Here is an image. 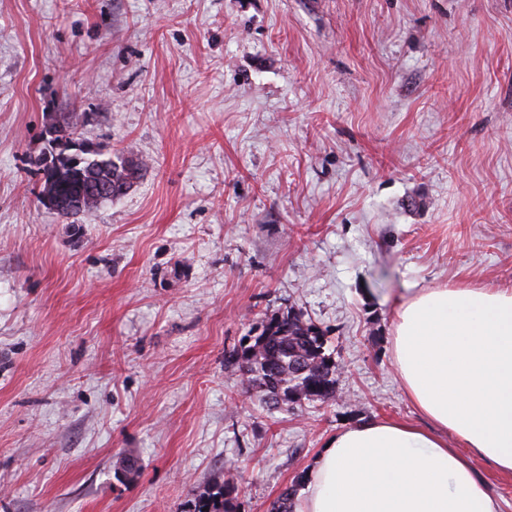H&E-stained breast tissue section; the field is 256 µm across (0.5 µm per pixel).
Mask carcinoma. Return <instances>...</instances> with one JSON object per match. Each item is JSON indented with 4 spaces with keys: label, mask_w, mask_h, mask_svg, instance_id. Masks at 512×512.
<instances>
[{
    "label": "carcinoma",
    "mask_w": 512,
    "mask_h": 512,
    "mask_svg": "<svg viewBox=\"0 0 512 512\" xmlns=\"http://www.w3.org/2000/svg\"><path fill=\"white\" fill-rule=\"evenodd\" d=\"M43 180L40 202L57 196L81 204L75 211L56 209L66 218H76L106 202L89 193L96 181H110L112 187H132L140 178L143 165L122 155H107L98 148L80 150L60 162L41 163ZM239 351H232L226 362L237 366L242 384L269 408H281L302 401L336 400V373L339 365L326 353L327 340L312 321L294 312L270 318L257 336ZM234 486L207 487L195 498L192 512H237ZM296 484L285 488L270 505L269 512H294Z\"/></svg>",
    "instance_id": "carcinoma-1"
}]
</instances>
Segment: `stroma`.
Segmentation results:
<instances>
[{"mask_svg":"<svg viewBox=\"0 0 512 512\" xmlns=\"http://www.w3.org/2000/svg\"><path fill=\"white\" fill-rule=\"evenodd\" d=\"M73 112L146 163L75 220L35 164ZM464 285L512 289V0H0V512H268L336 432L421 424L395 312ZM288 311L335 401L227 364ZM234 486L227 481L221 487H206L195 498L192 512H237ZM208 507V511L203 508Z\"/></svg>","mask_w":512,"mask_h":512,"instance_id":"stroma-1","label":"stroma"}]
</instances>
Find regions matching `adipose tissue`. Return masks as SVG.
I'll return each instance as SVG.
<instances>
[{
  "mask_svg": "<svg viewBox=\"0 0 512 512\" xmlns=\"http://www.w3.org/2000/svg\"><path fill=\"white\" fill-rule=\"evenodd\" d=\"M392 347L430 429L379 420L337 432L296 512H500L472 461L512 474V290L416 292L396 312Z\"/></svg>",
  "mask_w": 512,
  "mask_h": 512,
  "instance_id": "1",
  "label": "adipose tissue"
}]
</instances>
